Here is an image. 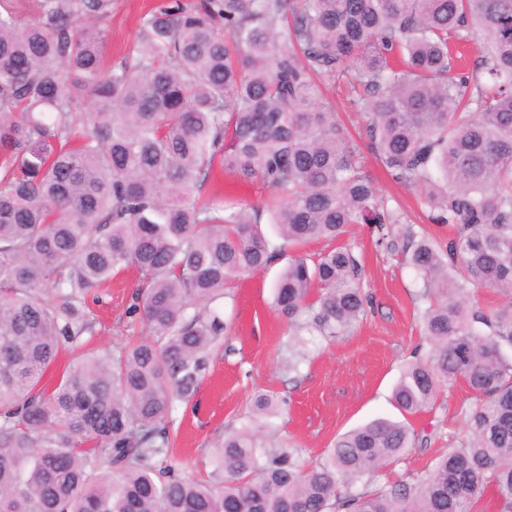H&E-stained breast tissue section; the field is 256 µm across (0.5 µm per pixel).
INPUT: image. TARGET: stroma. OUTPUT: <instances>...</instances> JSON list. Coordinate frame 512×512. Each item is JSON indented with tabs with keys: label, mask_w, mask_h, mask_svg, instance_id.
<instances>
[{
	"label": "stroma",
	"mask_w": 512,
	"mask_h": 512,
	"mask_svg": "<svg viewBox=\"0 0 512 512\" xmlns=\"http://www.w3.org/2000/svg\"><path fill=\"white\" fill-rule=\"evenodd\" d=\"M166 2L112 0L103 22L107 65H118L131 54L139 44L143 17ZM318 85L334 106L349 143L362 152L365 171L379 196L402 221L384 227L351 224L341 237V244L363 267L368 305L364 319L335 338L320 336L309 327L295 334L289 331L286 319L272 305L281 263L228 284L219 303L227 326L224 340L214 349L197 394L177 403L171 414V453L185 473L201 479L211 477L213 443L241 426L256 395L270 391L279 401L269 443H289L301 449L304 461H318L344 432L378 417L399 419L391 395L401 368L431 351L419 317L426 306L424 283L403 251L402 232L408 224L442 245L450 231L433 222L416 190L394 182L367 152L363 114L353 103L355 93L348 82L322 78ZM205 191L219 201L233 198L251 206L263 204L271 195L259 183L239 186L227 173L216 174ZM137 281L135 270H124L108 288L99 290L97 299L88 300L85 312L93 330L84 339L89 348L112 350L144 335L140 323L125 314ZM474 405L463 383L441 382L433 408L410 418L418 436L414 448L381 470L380 483L411 480L435 456L465 441L467 416Z\"/></svg>",
	"instance_id": "35a3bbf8"
}]
</instances>
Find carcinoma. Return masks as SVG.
Returning <instances> with one entry per match:
<instances>
[{"instance_id": "1", "label": "carcinoma", "mask_w": 512, "mask_h": 512, "mask_svg": "<svg viewBox=\"0 0 512 512\" xmlns=\"http://www.w3.org/2000/svg\"><path fill=\"white\" fill-rule=\"evenodd\" d=\"M111 6L0 13V512H479L488 496L512 512V0H174L108 67L96 23ZM470 36L479 74L450 53ZM316 76L363 89L367 149L454 229L443 246L403 232L431 353L404 366L393 401L413 415L461 379L470 435L414 482L378 486L415 444L407 423L359 426L306 466L267 444L279 404L260 394L201 483L173 461L170 412L224 336L225 284L285 258L276 310L335 337L365 312L358 261L290 249L400 223ZM217 170L262 182L274 204L216 203L203 187ZM128 266L140 278L126 313L148 336L42 385L91 332L90 290ZM470 288L507 301L484 311Z\"/></svg>"}]
</instances>
